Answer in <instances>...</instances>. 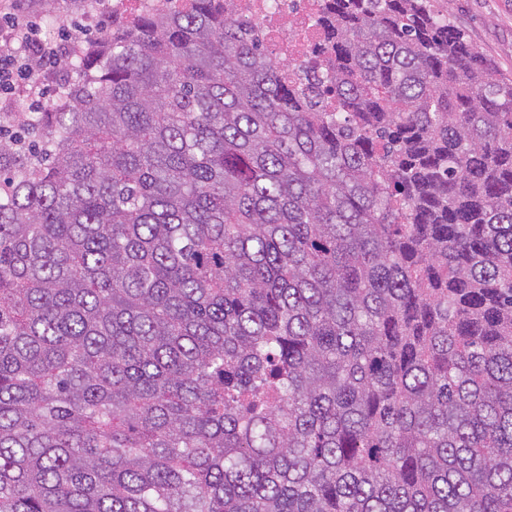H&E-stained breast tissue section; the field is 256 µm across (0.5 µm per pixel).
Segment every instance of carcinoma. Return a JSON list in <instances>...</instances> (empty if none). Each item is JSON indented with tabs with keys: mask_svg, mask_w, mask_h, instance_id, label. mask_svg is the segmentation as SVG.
I'll use <instances>...</instances> for the list:
<instances>
[{
	"mask_svg": "<svg viewBox=\"0 0 512 512\" xmlns=\"http://www.w3.org/2000/svg\"><path fill=\"white\" fill-rule=\"evenodd\" d=\"M313 22L116 17L0 139V512H512V77Z\"/></svg>",
	"mask_w": 512,
	"mask_h": 512,
	"instance_id": "carcinoma-1",
	"label": "carcinoma"
}]
</instances>
